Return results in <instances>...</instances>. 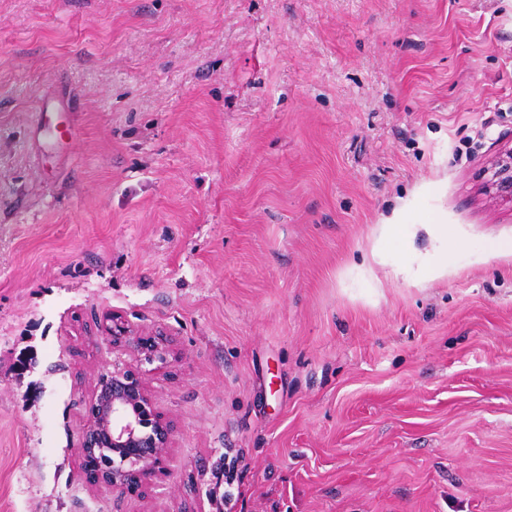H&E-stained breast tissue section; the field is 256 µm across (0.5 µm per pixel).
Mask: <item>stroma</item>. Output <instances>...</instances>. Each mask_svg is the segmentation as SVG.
<instances>
[{"instance_id": "1", "label": "stroma", "mask_w": 512, "mask_h": 512, "mask_svg": "<svg viewBox=\"0 0 512 512\" xmlns=\"http://www.w3.org/2000/svg\"><path fill=\"white\" fill-rule=\"evenodd\" d=\"M510 131L512 0H0V512H512ZM395 214L447 275L374 265ZM115 365L175 428L135 493ZM484 194L490 203L512 204V147L494 154L485 165ZM420 231H425L434 241L432 254L423 257L421 271L425 279L434 280L448 273V251L452 250L448 239L447 224H399L398 215H393L388 224L380 225L379 240L401 239L406 249H410L413 240ZM104 331L112 338V345L132 344L134 350L146 361L166 360V345L162 334L157 336H133L128 322L119 314L110 313L104 318ZM87 414L83 459L84 448H101L107 454L105 469L87 466L91 483L136 491L161 471L174 425L156 411L139 373L113 366L112 372L102 374Z\"/></svg>"}]
</instances>
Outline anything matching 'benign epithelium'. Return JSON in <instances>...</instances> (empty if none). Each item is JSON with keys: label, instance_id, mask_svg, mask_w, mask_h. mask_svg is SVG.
I'll return each instance as SVG.
<instances>
[{"label": "benign epithelium", "instance_id": "benign-epithelium-1", "mask_svg": "<svg viewBox=\"0 0 512 512\" xmlns=\"http://www.w3.org/2000/svg\"><path fill=\"white\" fill-rule=\"evenodd\" d=\"M484 176L483 191L490 203L512 204L511 146L488 159ZM103 328L112 344H131L149 362L166 360L162 335L135 336L128 322L114 313L105 316ZM87 414L82 447L101 448L107 454L105 469H86L90 482L136 491L161 471L174 425L156 411L139 373L115 366L101 375Z\"/></svg>", "mask_w": 512, "mask_h": 512}]
</instances>
